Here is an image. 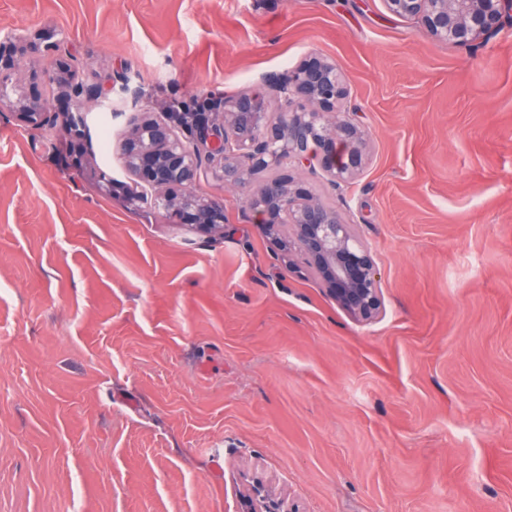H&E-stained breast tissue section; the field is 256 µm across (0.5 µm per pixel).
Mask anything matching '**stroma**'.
Segmentation results:
<instances>
[{
	"label": "stroma",
	"instance_id": "obj_1",
	"mask_svg": "<svg viewBox=\"0 0 512 512\" xmlns=\"http://www.w3.org/2000/svg\"><path fill=\"white\" fill-rule=\"evenodd\" d=\"M34 34L24 68L113 90L77 158L61 115L0 111V512H239L256 481L296 512H512V16L465 48L383 0H0V39ZM311 52L370 160L293 175L370 248L371 323L252 223L271 172L201 175L211 235L111 189L136 111Z\"/></svg>",
	"mask_w": 512,
	"mask_h": 512
}]
</instances>
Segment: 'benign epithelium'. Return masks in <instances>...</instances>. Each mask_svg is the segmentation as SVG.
<instances>
[{
	"label": "benign epithelium",
	"mask_w": 512,
	"mask_h": 512,
	"mask_svg": "<svg viewBox=\"0 0 512 512\" xmlns=\"http://www.w3.org/2000/svg\"><path fill=\"white\" fill-rule=\"evenodd\" d=\"M394 15L418 20L438 42L470 47L497 30L512 0H384ZM31 39L0 41V79L19 71ZM68 87L72 101L66 131L72 149L80 148L84 102L105 97L101 84H70L65 60L48 76ZM280 95L288 110L270 115V95ZM348 79L336 63L307 55L283 75H272L264 88L232 97H215L187 108H171L162 120L134 121L123 141L124 162L139 184L164 192L165 206L178 224L204 233L224 229V202L200 198L190 188L205 166L219 162L216 177L237 184L244 176L274 170V179L253 191L247 206L254 223L284 250L296 252L304 267L324 286L336 306L357 322L384 311L380 279L371 250L355 225L315 199L288 165L304 166L333 187L351 183L369 160L367 132L346 108ZM10 108L20 121L41 126L49 119L46 101L17 99ZM241 512H281L266 502L260 487L244 497Z\"/></svg>",
	"instance_id": "1"
}]
</instances>
